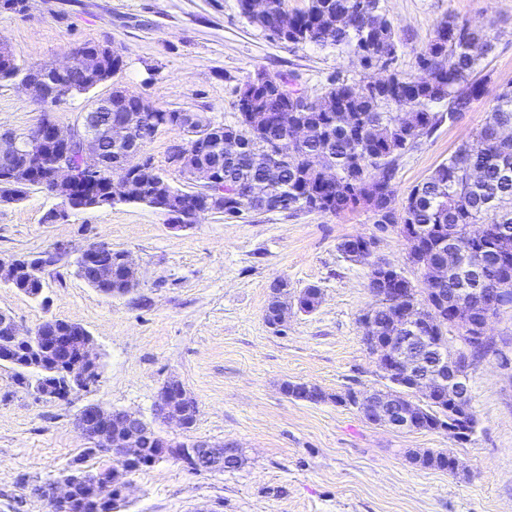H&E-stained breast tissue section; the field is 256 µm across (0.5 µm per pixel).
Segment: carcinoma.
Returning a JSON list of instances; mask_svg holds the SVG:
<instances>
[{
  "label": "carcinoma",
  "instance_id": "cac0c4a2",
  "mask_svg": "<svg viewBox=\"0 0 512 512\" xmlns=\"http://www.w3.org/2000/svg\"><path fill=\"white\" fill-rule=\"evenodd\" d=\"M286 0H268L263 14L250 13V0H240L242 13L262 30L275 34L282 20L288 31L279 40L291 44L352 45L364 69L376 68L397 53L392 23L378 11L361 8L362 0H308L294 13ZM496 36L450 16L440 21L418 57L419 74L403 76L396 70L375 85L358 87L338 79L331 81L324 96L311 100L306 95L292 99L281 91L286 75L257 70L239 90L238 124L214 125L190 134L205 143L207 150L224 153V208L222 213L238 217L245 211L340 213L365 205L379 211L387 224H412L430 229L428 247L438 258L448 254L455 242L454 257L448 260V279L439 284L452 297L457 289H471L477 281L512 272V85L496 96L485 122L416 185L401 210H396L393 180L399 158L430 137L443 121H456L470 110L485 92L490 76L481 64L494 49ZM119 51L99 55L97 72L66 87L88 91L100 76L113 77L122 66ZM139 94L126 88L112 97V111L130 112ZM294 124L305 127L307 139L293 143L288 133L274 122L283 109ZM315 154L322 164L335 170L336 178L325 181L319 170L310 169L305 157ZM278 167L276 180L265 181L269 165ZM126 173L140 182L136 203L152 204L151 193L158 183L173 195L182 190L167 183L151 157L130 159ZM264 183L265 197L244 206L231 191L249 183ZM276 202L272 207L270 202ZM474 224L485 227L484 238L470 240ZM101 260L115 267L108 284L98 283L91 268L77 265V275L106 294L124 289L120 252H105ZM377 298L371 308L382 335L393 331L397 312L412 317L423 303L419 292L401 272L383 281L369 280ZM411 418H422L416 430H443V410L429 404L408 408ZM413 461L425 468L451 471L448 455L426 450Z\"/></svg>",
  "mask_w": 512,
  "mask_h": 512
}]
</instances>
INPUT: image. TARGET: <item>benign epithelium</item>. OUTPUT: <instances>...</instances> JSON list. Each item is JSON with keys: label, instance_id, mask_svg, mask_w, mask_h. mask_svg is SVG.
Here are the masks:
<instances>
[{"label": "benign epithelium", "instance_id": "1", "mask_svg": "<svg viewBox=\"0 0 512 512\" xmlns=\"http://www.w3.org/2000/svg\"><path fill=\"white\" fill-rule=\"evenodd\" d=\"M76 64L55 67L51 84L59 85L86 76L92 69V60L85 51L72 52ZM137 112H112V96L92 101L71 125L61 126L52 121L38 124L24 133H0V179L15 182L21 173L37 167L47 152L53 156L48 173L50 192L62 200L61 209L51 211V219L63 218L75 209L76 186L82 179L107 186L104 203L124 201L131 196L132 182L124 176L122 156L112 157L103 147L104 132L108 128L120 131L127 144L138 146L137 134L154 118V107L140 100ZM203 152L196 140L175 142L170 146L173 161L180 162L190 154ZM222 158L217 152L206 154L198 166L186 173V178L198 183L205 193L200 199L192 196H166L155 207L172 217L170 227L182 229L194 223L204 212H215L220 197L209 194V189L221 182ZM63 248L45 252L36 257L17 258L0 262V282H5L25 295L37 297L42 293V273L59 261ZM448 277V266L433 265V276L426 281L425 302L418 310L417 320L431 326L443 319L444 303L437 281ZM512 307V280L482 284L456 304L450 305L456 328L462 332L472 330L478 339L488 337L487 327L493 314ZM365 328V341L374 348L377 363L390 380H406L409 388L422 394L427 401H441L448 396V371L463 369L470 361L469 353L460 350L449 357L443 353V337L388 336L377 334L371 319H361ZM37 346L39 353L31 358L30 367L37 369L41 359L49 358L59 368L66 384L79 389L99 378L98 354L91 335L80 325L47 320L39 330L23 334L13 316L0 311V363H11L18 348ZM191 395L181 381L167 380L159 389L155 403L156 414L186 428L185 413L181 405ZM358 408L372 424L388 425L401 430L415 428L414 421L405 412L402 401L377 391L358 396ZM77 424L84 437L92 443L93 451L110 456L115 465L101 470L91 498L82 500L73 493V485L64 477L48 486L38 487L35 493L46 498L58 512H80L81 508H96L118 496L126 495L129 483L123 476L130 472L139 459L144 441L152 442L153 458L160 460L176 457L196 473H220L235 466L238 449L233 444L212 443L197 439L183 448L160 435L136 413L106 411L95 404L86 405L78 415Z\"/></svg>", "mask_w": 512, "mask_h": 512}]
</instances>
